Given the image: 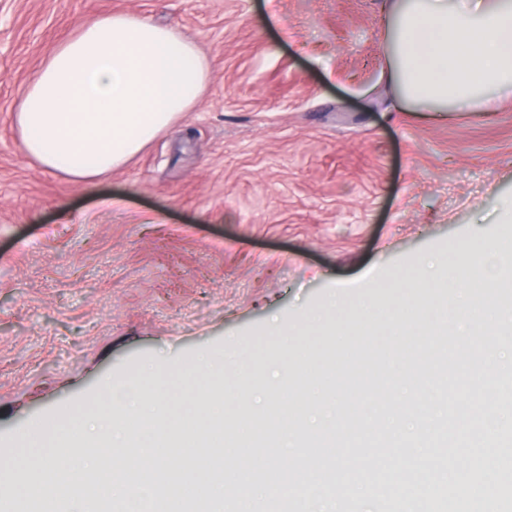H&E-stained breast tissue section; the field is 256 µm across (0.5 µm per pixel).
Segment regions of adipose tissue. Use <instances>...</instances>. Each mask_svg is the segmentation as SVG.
<instances>
[{
    "label": "adipose tissue",
    "mask_w": 512,
    "mask_h": 512,
    "mask_svg": "<svg viewBox=\"0 0 512 512\" xmlns=\"http://www.w3.org/2000/svg\"><path fill=\"white\" fill-rule=\"evenodd\" d=\"M386 27L401 104L483 112L512 96V0H388ZM207 80L179 30L111 13L57 44L20 92L14 125L45 169L92 184L191 111Z\"/></svg>",
    "instance_id": "ef3b65f1"
}]
</instances>
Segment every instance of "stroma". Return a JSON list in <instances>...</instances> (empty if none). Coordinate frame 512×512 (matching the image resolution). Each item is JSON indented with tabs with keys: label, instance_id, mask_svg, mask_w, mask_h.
Listing matches in <instances>:
<instances>
[{
	"label": "stroma",
	"instance_id": "obj_1",
	"mask_svg": "<svg viewBox=\"0 0 512 512\" xmlns=\"http://www.w3.org/2000/svg\"><path fill=\"white\" fill-rule=\"evenodd\" d=\"M109 13L179 29L209 63L192 111L87 186L27 157L19 88ZM381 0H0V462L101 381L281 346L331 298L384 315L400 275L512 235V97L428 120L387 80ZM287 370L273 384L263 374Z\"/></svg>",
	"mask_w": 512,
	"mask_h": 512
}]
</instances>
